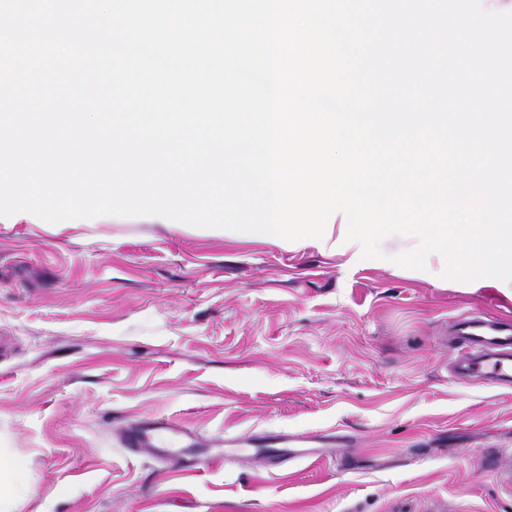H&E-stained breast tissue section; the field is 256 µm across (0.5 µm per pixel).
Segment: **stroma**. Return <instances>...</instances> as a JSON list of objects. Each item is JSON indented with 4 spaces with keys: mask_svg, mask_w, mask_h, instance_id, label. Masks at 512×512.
<instances>
[{
    "mask_svg": "<svg viewBox=\"0 0 512 512\" xmlns=\"http://www.w3.org/2000/svg\"><path fill=\"white\" fill-rule=\"evenodd\" d=\"M306 243L102 216L0 222V457L12 512H512V388L462 375V319L512 322L501 280ZM157 418L228 435L332 430L338 462L201 472L121 446ZM1 477L4 473L5 486L19 485L27 487L29 484L28 469L21 459H8L0 463Z\"/></svg>",
    "mask_w": 512,
    "mask_h": 512,
    "instance_id": "1",
    "label": "stroma"
}]
</instances>
